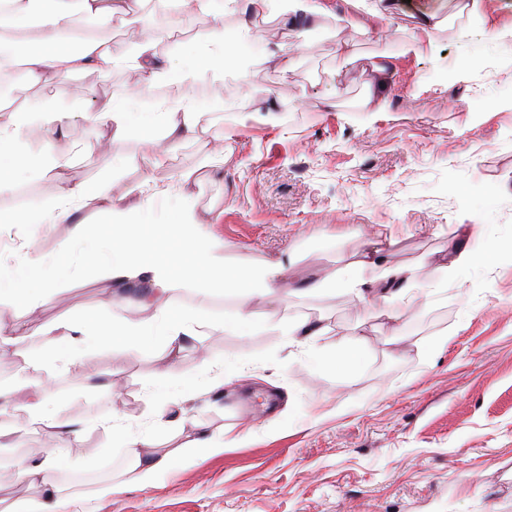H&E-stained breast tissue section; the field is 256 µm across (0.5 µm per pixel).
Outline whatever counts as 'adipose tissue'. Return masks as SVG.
<instances>
[{
  "mask_svg": "<svg viewBox=\"0 0 512 512\" xmlns=\"http://www.w3.org/2000/svg\"><path fill=\"white\" fill-rule=\"evenodd\" d=\"M270 0H155V7L169 19L162 30L144 28L128 62L136 75L132 98L109 97L85 104V91L75 85L77 75L108 74L118 64L107 32L120 25L142 21L143 0H0V80L8 78L15 65H22L24 80L15 91L22 95L20 106L0 105V187L26 186L54 178L56 193L37 211L38 224H66V266L25 295L27 314H35L60 291L84 280L103 282L116 289L147 284L150 298L147 317L114 325L113 309L55 325L54 332L68 345L70 360L84 359L115 335L160 336L175 345L182 336L204 327L198 317L177 316L171 301L175 293L191 292L206 282L223 288L238 300L237 319H250L249 306L267 300L288 270L287 259L266 262L255 270L231 265L224 256L222 239L204 229L194 212V172L181 173L175 184L159 188L148 183L130 185L127 195L141 197V204L125 207L109 182L94 187L69 183L64 171L67 153L53 156L43 167L15 166L13 159L24 152L25 129L38 127L49 140L66 135L74 119L91 131L113 132L125 137L142 129L159 130L165 141L182 144L200 141L209 125L210 108L190 89L198 84H220L231 63H244L251 47H258L265 60L289 69L285 36L268 30L252 35L249 21L265 13ZM200 26L201 44H184L172 51L160 47L184 23ZM67 86L65 100L30 98L26 92L46 81ZM95 203L104 218L106 231L95 234L92 225L79 220L88 203ZM177 223L182 236L180 253L167 244L170 223ZM512 255V225H499L496 236L481 252L463 247L441 265L442 278L461 283L480 278L500 257ZM51 256L39 253L32 240H12L0 250V304L7 302V286L20 273H39L51 265ZM365 263L335 279L300 284L299 292L341 290L366 301L373 280L365 277ZM384 284L378 295L384 304L412 298L419 279L414 267H385L378 274ZM326 330L320 322L297 319L281 330L292 354L318 367H330L354 375L364 361L360 350H326L320 345ZM148 430H128L117 435L109 454L126 463L135 480L154 484L168 459L147 460Z\"/></svg>",
  "mask_w": 512,
  "mask_h": 512,
  "instance_id": "1",
  "label": "adipose tissue"
}]
</instances>
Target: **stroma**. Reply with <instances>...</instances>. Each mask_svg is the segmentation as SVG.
<instances>
[{
	"label": "stroma",
	"mask_w": 512,
	"mask_h": 512,
	"mask_svg": "<svg viewBox=\"0 0 512 512\" xmlns=\"http://www.w3.org/2000/svg\"><path fill=\"white\" fill-rule=\"evenodd\" d=\"M464 0H381L391 19L384 28L349 6L339 18L307 34L291 31L289 74L257 62L244 77L197 88L212 104L207 141H226L222 176L202 179L195 210L211 221L241 268L253 269L292 253L285 285L341 276L362 249L365 231L393 236L384 255L391 265L420 266L412 301L388 308L351 294L273 295L253 306V325H235L222 290L175 294L174 311L200 314L208 327L181 337L170 369L155 355L161 341L116 339L78 363L64 359L65 343L49 328L65 318L99 313L107 284L79 283L25 323L21 300L0 305V324L12 330L14 354L0 361V512L43 499L51 485L76 486L67 512H512V260H501L476 282L435 284L448 249L461 242L455 227L476 219L480 189H499L486 235L512 225V108L500 97L512 86V59L491 55L467 62L455 37L512 27V0H479L477 21L461 14ZM434 17L430 35L449 70L448 89L426 91L435 71L428 56L405 52L422 37L421 18ZM353 46L344 60L342 44ZM390 53L394 74L384 94L387 112L363 109L372 63ZM290 102L267 117L265 99ZM476 109L462 111L461 99ZM234 130L225 139L226 130ZM96 135L81 122L67 130L70 182L113 181L116 193L142 179L167 186L201 156L197 144L177 146L161 168L138 157L137 137L112 141L114 166L83 152ZM56 190L39 182L33 200L0 193V213L23 216L12 236L33 239L43 253L62 257L70 227L27 224ZM321 321L322 346L358 340L368 367L348 377L316 369L290 354L269 313ZM447 337L438 356L434 341ZM241 365L224 387H206L203 357ZM33 357L40 373L24 371ZM54 394L47 405L55 433L29 423L23 406L45 377ZM192 391L184 407L160 411L151 392L162 381ZM155 429L145 453L170 456L171 466L151 486L126 480L121 461L103 468L112 433ZM224 441L212 451L200 436ZM51 451L61 468L33 485L21 476L30 457ZM111 477L118 488L99 495L91 477Z\"/></svg>",
	"instance_id": "1"
}]
</instances>
